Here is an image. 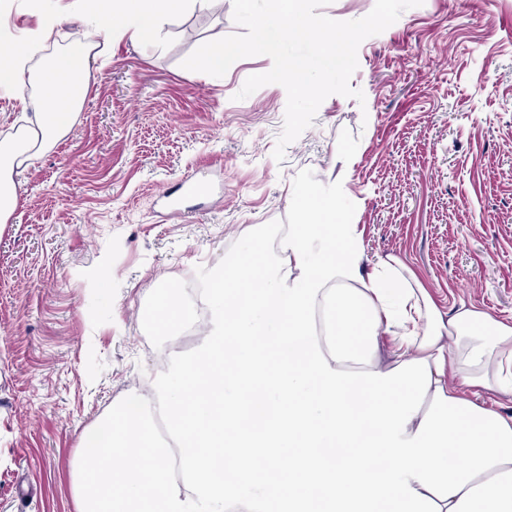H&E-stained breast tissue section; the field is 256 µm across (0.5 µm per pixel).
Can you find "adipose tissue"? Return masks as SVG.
I'll return each mask as SVG.
<instances>
[{
  "instance_id": "adipose-tissue-1",
  "label": "adipose tissue",
  "mask_w": 512,
  "mask_h": 512,
  "mask_svg": "<svg viewBox=\"0 0 512 512\" xmlns=\"http://www.w3.org/2000/svg\"><path fill=\"white\" fill-rule=\"evenodd\" d=\"M199 2L88 7L100 35L155 42ZM53 30L0 55V92L33 108L0 139L1 225L19 205L15 170L68 135L84 101L92 47L49 52ZM336 194L296 187L308 223L257 231L214 270L203 340L152 382L182 483L149 416L120 407L82 445L77 512H512V417L478 402L512 398V325L464 305L443 313L397 257L363 273ZM152 420L156 435L166 444V448L170 450L167 459L169 475L174 482L179 484L182 480L181 457L178 444L168 433V417L164 411L155 409L152 413Z\"/></svg>"
}]
</instances>
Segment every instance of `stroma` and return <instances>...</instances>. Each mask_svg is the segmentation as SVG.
I'll return each instance as SVG.
<instances>
[{"instance_id": "35a3bbf8", "label": "stroma", "mask_w": 512, "mask_h": 512, "mask_svg": "<svg viewBox=\"0 0 512 512\" xmlns=\"http://www.w3.org/2000/svg\"><path fill=\"white\" fill-rule=\"evenodd\" d=\"M59 50L94 40L83 0H57ZM232 4L164 25L159 43L97 42L75 126L15 171L0 228V512H77L85 436L174 353L152 318L258 228L297 224L292 188L336 185L366 269L397 256L442 311L512 325V0H424L358 49L353 88L272 157L287 93L244 100L254 56L221 77L182 62L237 33ZM34 0H0V44L38 28ZM204 180L184 195L178 179ZM112 274L97 287L101 267Z\"/></svg>"}]
</instances>
